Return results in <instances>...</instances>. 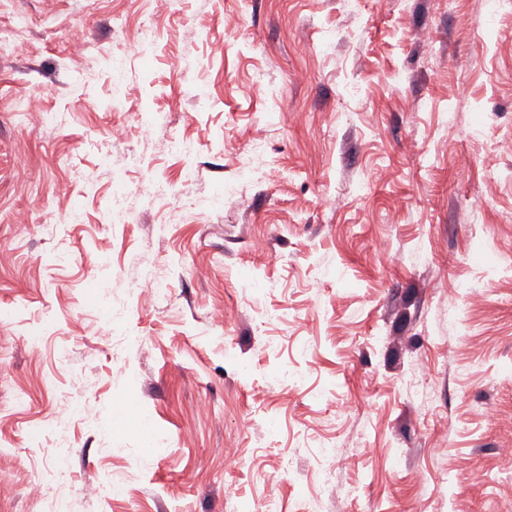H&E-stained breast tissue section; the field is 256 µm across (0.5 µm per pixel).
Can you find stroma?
I'll list each match as a JSON object with an SVG mask.
<instances>
[{"mask_svg": "<svg viewBox=\"0 0 512 512\" xmlns=\"http://www.w3.org/2000/svg\"><path fill=\"white\" fill-rule=\"evenodd\" d=\"M1 28L0 512L512 497V0H0Z\"/></svg>", "mask_w": 512, "mask_h": 512, "instance_id": "35a3bbf8", "label": "stroma"}]
</instances>
